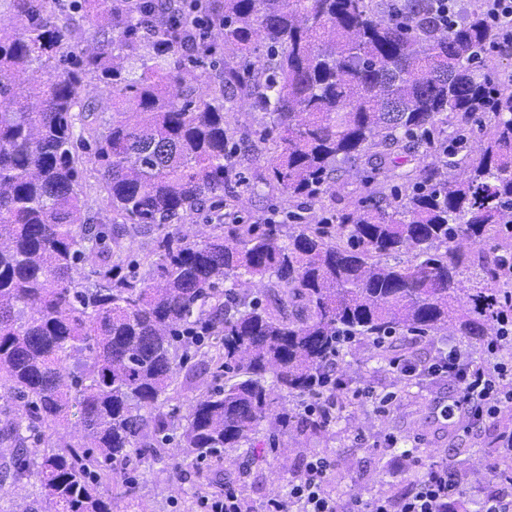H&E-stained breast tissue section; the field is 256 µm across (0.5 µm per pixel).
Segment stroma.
Here are the masks:
<instances>
[{
	"label": "stroma",
	"instance_id": "obj_1",
	"mask_svg": "<svg viewBox=\"0 0 512 512\" xmlns=\"http://www.w3.org/2000/svg\"><path fill=\"white\" fill-rule=\"evenodd\" d=\"M83 169L78 193L85 204V215L93 223H107L110 214L98 167L88 158ZM241 170L248 179L247 184L235 183L231 189L236 195L239 216L251 221L272 215L281 220L295 209L307 218L321 217L329 210L349 209L375 185L387 181L384 171L371 169L362 162L348 164L336 175L335 193L299 207L287 195L262 184L261 179L267 174L266 163L245 160ZM158 235L154 227L124 225L122 261L135 262L137 274L147 272ZM366 357L365 343L356 340L345 344L337 358V376L349 386L363 388L366 395L347 402L325 435L296 440L282 435L272 449L223 450L203 460L178 457L174 445H167L157 456L133 460L128 466L127 473L135 477L140 491L137 498L120 502L118 512H199V491L219 493L228 485L239 490L254 512H259L268 500L285 496L289 478L303 474L310 458L318 453L330 456L335 463L329 489L338 499L402 494L410 490L418 472L413 469L400 477L387 474L390 456L376 446L387 433L405 437L434 459L454 457L458 447H465L473 472L469 484H491L482 443L491 432L492 423H485L476 435L464 437L462 443L455 444L446 431L436 429L431 422L439 405L455 396V383L439 378L405 392L392 370L365 367ZM389 392L395 393V400L379 406V399Z\"/></svg>",
	"mask_w": 512,
	"mask_h": 512
}]
</instances>
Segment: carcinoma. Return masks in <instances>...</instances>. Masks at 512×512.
Returning a JSON list of instances; mask_svg holds the SVG:
<instances>
[{
	"label": "carcinoma",
	"instance_id": "carcinoma-1",
	"mask_svg": "<svg viewBox=\"0 0 512 512\" xmlns=\"http://www.w3.org/2000/svg\"><path fill=\"white\" fill-rule=\"evenodd\" d=\"M159 2L210 20L222 42L186 21L147 29L145 0H71L105 20L85 47L59 0H16L11 34L0 22V400L23 402L0 425L11 448L0 483L35 473L43 489L22 512H114L135 497L133 478L98 491L101 461L115 470L174 439L165 394L177 372L195 376L192 349L224 378L188 404L178 447L198 459L255 445L266 421L326 431L281 399L318 386L345 337L381 364L400 353L397 334L449 329L471 344L512 312V92L481 74L496 43L481 10L436 32L372 0ZM226 45L255 56L247 73L224 65ZM197 69L218 93L186 84ZM89 79L126 107L102 133L77 124L94 111ZM228 88L270 117L267 186L315 200L340 165L363 161L392 165L394 193L337 213L332 233L242 220L201 238L167 232L142 277L79 282L87 243L102 261L112 246L84 215L76 145L94 140L112 223L164 227L208 203L222 225L235 202L224 186L239 176ZM471 122L484 129L475 154L463 146ZM421 148L434 159L398 171ZM74 355L84 361L69 370ZM74 409L81 438L30 456Z\"/></svg>",
	"mask_w": 512,
	"mask_h": 512
}]
</instances>
